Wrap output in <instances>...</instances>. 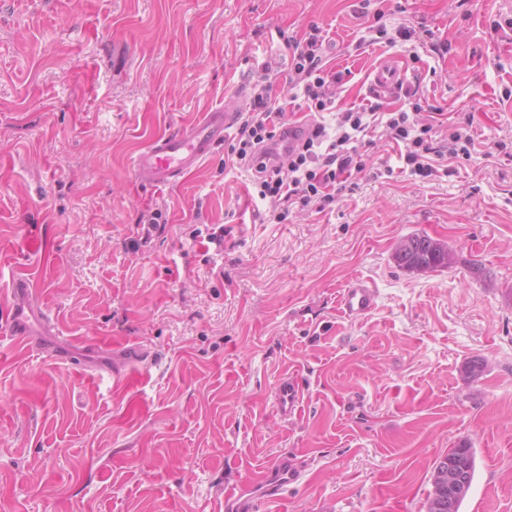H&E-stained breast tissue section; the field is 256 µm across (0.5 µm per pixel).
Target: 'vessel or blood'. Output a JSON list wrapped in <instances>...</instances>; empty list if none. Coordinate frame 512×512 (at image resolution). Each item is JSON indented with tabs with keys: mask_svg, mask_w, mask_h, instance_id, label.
Wrapping results in <instances>:
<instances>
[{
	"mask_svg": "<svg viewBox=\"0 0 512 512\" xmlns=\"http://www.w3.org/2000/svg\"><path fill=\"white\" fill-rule=\"evenodd\" d=\"M403 80V70L393 59L387 58L377 67L371 85L376 92L390 93ZM232 122L230 112L216 108L172 132L153 135L133 160L136 175L151 187L174 186L223 144ZM11 293L23 298L24 303L13 308L8 316L0 318V334L23 343L28 349H41V336L55 329L52 317L34 305L35 290L31 281L13 279ZM375 302V288L362 277L349 280L338 297L339 310L348 317L368 314L374 309ZM301 398L302 393L295 380L284 379L276 387L275 405L281 415L294 413ZM300 477V468L292 458L281 457L249 479L236 498L227 500L224 504L226 512H267L269 506L279 500L282 491L298 482Z\"/></svg>",
	"mask_w": 512,
	"mask_h": 512,
	"instance_id": "b4317fda",
	"label": "vessel or blood"
}]
</instances>
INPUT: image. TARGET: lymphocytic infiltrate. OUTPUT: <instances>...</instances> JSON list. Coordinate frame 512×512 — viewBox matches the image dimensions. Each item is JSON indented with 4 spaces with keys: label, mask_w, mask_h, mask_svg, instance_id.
I'll list each match as a JSON object with an SVG mask.
<instances>
[{
    "label": "lymphocytic infiltrate",
    "mask_w": 512,
    "mask_h": 512,
    "mask_svg": "<svg viewBox=\"0 0 512 512\" xmlns=\"http://www.w3.org/2000/svg\"><path fill=\"white\" fill-rule=\"evenodd\" d=\"M323 43L316 25L303 39L288 41V89L314 116L307 137L289 153L276 151L278 140L288 135L287 105L272 96L271 84L262 80L254 82L251 106L240 113L228 146L229 165L250 172L258 198L269 204L276 223H284L293 208L320 213L332 204L351 177L365 169L366 134L378 125L402 143L400 158L412 175L425 179L436 174L438 162L471 159V114L449 126L435 116H424L418 86L404 88L406 106L395 111L382 113L374 104L337 108L341 77L326 70Z\"/></svg>",
    "instance_id": "lymphocytic-infiltrate-1"
}]
</instances>
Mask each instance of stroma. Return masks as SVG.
Returning <instances> with one entry per match:
<instances>
[{
	"instance_id": "35a3bbf8",
	"label": "stroma",
	"mask_w": 512,
	"mask_h": 512,
	"mask_svg": "<svg viewBox=\"0 0 512 512\" xmlns=\"http://www.w3.org/2000/svg\"><path fill=\"white\" fill-rule=\"evenodd\" d=\"M370 8L416 38L361 44V0H0V317L24 276L60 334L50 356L0 337V512H224L284 454L302 476L274 512H426L465 442L460 512H512V0ZM313 24L339 107L392 57L427 105L473 113L472 158L421 179L381 137L354 190L282 224L221 149L174 187L140 183L153 133L248 111L237 88L265 73L287 95L286 42ZM151 204L167 222L132 246ZM413 234L453 264L398 267ZM356 275L377 294L359 319L337 305ZM287 374L303 401L285 420ZM447 462L457 464L460 470L464 473L467 484L459 471L455 469L448 468V478H446L443 467H447ZM475 470V448H471L468 444H461L458 445L457 448H450L448 453L435 464L432 474V490L429 492L427 497L426 511H451L453 509L454 498L461 496L456 500L455 510V512H460V508L472 486ZM467 487L468 492L465 493Z\"/></svg>"
}]
</instances>
